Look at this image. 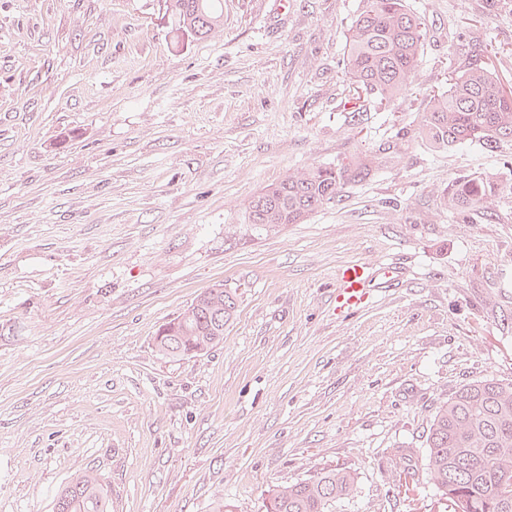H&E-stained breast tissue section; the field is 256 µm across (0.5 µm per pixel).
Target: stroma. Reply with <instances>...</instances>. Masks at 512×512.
Wrapping results in <instances>:
<instances>
[{
  "label": "stroma",
  "instance_id": "stroma-1",
  "mask_svg": "<svg viewBox=\"0 0 512 512\" xmlns=\"http://www.w3.org/2000/svg\"><path fill=\"white\" fill-rule=\"evenodd\" d=\"M224 0L207 38L156 0H0V512H53L95 469L112 512H263L269 490L354 473L336 512H448L424 467L436 405L512 379V194L492 215L441 206L512 146L417 136L450 58L512 45V0H408L427 38L412 90L347 96L359 0ZM346 162L366 177L260 236L248 199ZM396 268L359 311L336 271ZM235 290L224 340L154 347L206 288Z\"/></svg>",
  "mask_w": 512,
  "mask_h": 512
}]
</instances>
